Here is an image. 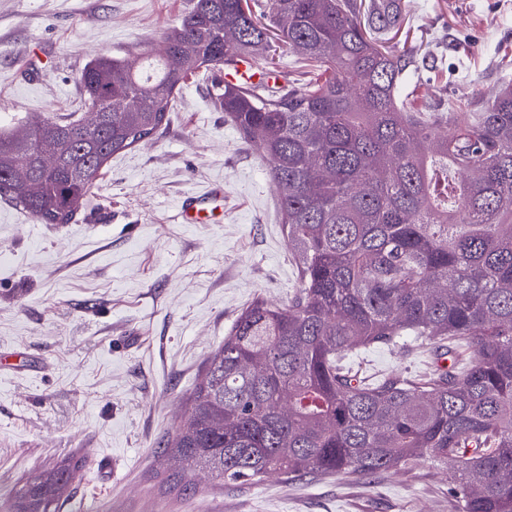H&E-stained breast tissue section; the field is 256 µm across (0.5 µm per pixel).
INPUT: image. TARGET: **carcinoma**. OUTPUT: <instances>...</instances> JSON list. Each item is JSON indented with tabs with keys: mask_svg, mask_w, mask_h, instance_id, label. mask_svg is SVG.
<instances>
[{
	"mask_svg": "<svg viewBox=\"0 0 512 512\" xmlns=\"http://www.w3.org/2000/svg\"><path fill=\"white\" fill-rule=\"evenodd\" d=\"M193 0L162 55L98 56L81 72L82 120L0 125V194L68 224L115 154L155 135L201 69L230 70L272 42L310 78L213 82L214 103L269 162L299 272L286 307L246 306L209 358L188 416L163 441L160 486L190 473L257 483L445 465L452 512H512V84L482 112L434 118L404 93L412 50L388 35L395 0ZM235 32L237 39L225 35ZM472 350L423 378L367 382L353 347L402 337ZM82 460L33 472L8 512H56Z\"/></svg>",
	"mask_w": 512,
	"mask_h": 512,
	"instance_id": "carcinoma-1",
	"label": "carcinoma"
}]
</instances>
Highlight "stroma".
I'll use <instances>...</instances> for the list:
<instances>
[{
	"label": "stroma",
	"instance_id": "stroma-1",
	"mask_svg": "<svg viewBox=\"0 0 512 512\" xmlns=\"http://www.w3.org/2000/svg\"><path fill=\"white\" fill-rule=\"evenodd\" d=\"M411 83L435 111L480 112L512 82V0H403ZM192 0H0V125L87 119L78 77L98 56L161 51ZM211 71L174 94L160 132L113 155L68 224L0 197V512L26 475L84 463L58 512H449L448 473L423 459L344 475L160 491L159 445L188 414L211 352L262 298L298 288L268 164L214 104ZM216 195L209 224H182L184 198ZM421 341L355 349L366 381L415 376Z\"/></svg>",
	"mask_w": 512,
	"mask_h": 512
}]
</instances>
